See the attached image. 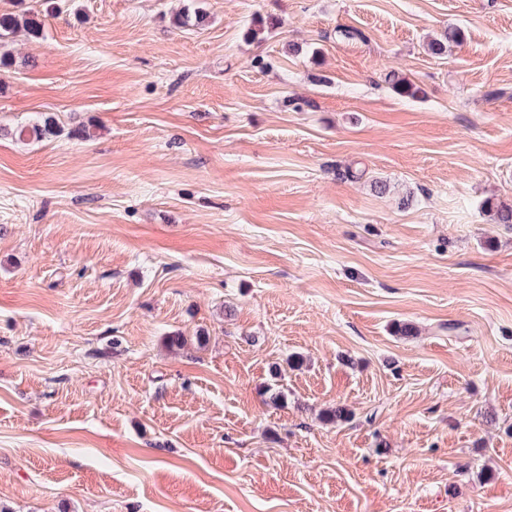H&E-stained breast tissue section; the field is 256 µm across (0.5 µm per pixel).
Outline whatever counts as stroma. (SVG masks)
I'll use <instances>...</instances> for the list:
<instances>
[{
    "mask_svg": "<svg viewBox=\"0 0 512 512\" xmlns=\"http://www.w3.org/2000/svg\"><path fill=\"white\" fill-rule=\"evenodd\" d=\"M57 3L0 71V512H512V0Z\"/></svg>",
    "mask_w": 512,
    "mask_h": 512,
    "instance_id": "35a3bbf8",
    "label": "stroma"
}]
</instances>
